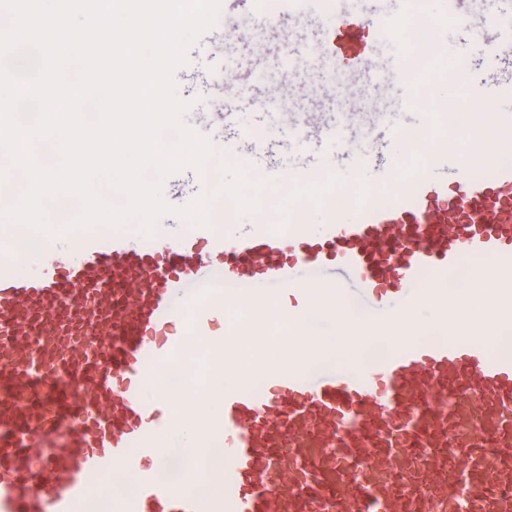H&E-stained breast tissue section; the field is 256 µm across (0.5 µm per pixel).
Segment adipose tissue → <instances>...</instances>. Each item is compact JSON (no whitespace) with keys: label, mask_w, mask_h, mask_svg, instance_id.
Listing matches in <instances>:
<instances>
[{"label":"adipose tissue","mask_w":512,"mask_h":512,"mask_svg":"<svg viewBox=\"0 0 512 512\" xmlns=\"http://www.w3.org/2000/svg\"><path fill=\"white\" fill-rule=\"evenodd\" d=\"M451 100L458 109L446 114V124L452 129L464 125L477 133L484 146L483 160L490 161L499 153L512 151V129L500 126L495 104H481L477 112L472 113L460 111L459 106L464 102L462 95L453 94ZM466 269V285L451 291L450 302H428L423 312L399 315L395 327L384 339L385 352L399 347L405 337L419 332L428 334L447 324L451 325L453 335L461 338L480 334L487 349L497 351L506 336L512 334V289L504 287L493 267L485 263L472 261L467 263ZM303 293L305 308L292 314L271 298L260 305L247 297L238 299L236 311L240 319L236 327L247 338L248 362L258 361L265 366L296 362L315 367L335 360L342 342L343 322L345 318L356 317L357 312L337 289L307 285ZM314 317L332 325V334L317 336L315 343L301 348L291 346L290 336L309 331L310 320ZM234 381V374L225 372L223 366L215 363L212 352L192 338L187 340L174 364L156 368L146 383L148 392L166 398L177 391L182 394L184 403L165 409L169 432L159 439L151 455L154 466H164L166 457L175 455L191 461L197 459L191 439L202 432L204 423L187 401L202 394L212 399L213 411H220V396Z\"/></svg>","instance_id":"obj_1"}]
</instances>
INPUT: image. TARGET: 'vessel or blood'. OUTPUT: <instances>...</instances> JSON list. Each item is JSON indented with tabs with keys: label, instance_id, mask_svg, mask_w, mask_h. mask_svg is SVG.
I'll list each match as a JSON object with an SVG mask.
<instances>
[{
	"label": "vessel or blood",
	"instance_id": "vessel-or-blood-1",
	"mask_svg": "<svg viewBox=\"0 0 512 512\" xmlns=\"http://www.w3.org/2000/svg\"><path fill=\"white\" fill-rule=\"evenodd\" d=\"M445 0L447 16L483 33L481 51L497 68L475 78L512 100V48L494 33L493 13ZM263 18L335 14L318 51L343 71L367 67L370 27L392 16L381 4L357 12L351 0H225ZM235 149L267 178L252 140ZM386 141L372 149L379 180L396 171ZM284 230L256 218L227 235L185 228L143 238L135 228L107 242L84 235L50 243L33 276L0 263V512H76L115 467L136 477L135 492L112 497V512H512V341L490 352L480 337H411L379 365H354L370 333L385 332L394 310L448 295V275L471 257L494 265L512 287V163L462 166L430 148L424 171L392 192L370 191L358 217L328 214L319 229L295 213ZM220 275L229 297L263 302L295 295L303 281L353 290L367 311L339 363L262 370L239 367L219 414L194 404L208 426L201 448L223 452L229 493L205 500L192 490L206 471L185 462L172 480L151 467L167 424L145 380L183 348L207 342L222 308L201 287ZM193 311L190 333L176 329Z\"/></svg>",
	"mask_w": 512,
	"mask_h": 512
}]
</instances>
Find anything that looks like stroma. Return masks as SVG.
I'll return each instance as SVG.
<instances>
[{
	"label": "stroma",
	"instance_id": "1",
	"mask_svg": "<svg viewBox=\"0 0 512 512\" xmlns=\"http://www.w3.org/2000/svg\"><path fill=\"white\" fill-rule=\"evenodd\" d=\"M333 22L332 16L322 14L261 21L241 12L216 24L190 49L188 65L175 74L178 95L190 104L185 124L206 137L219 156L236 160V153L224 145L223 130L210 122L216 99H223L234 114L236 132L270 148V168L279 173L299 170L311 151L308 130L325 123L329 130L321 153L333 160L334 171L357 181L370 179L374 138L382 132L421 129L428 120L398 105L399 91L387 63L404 52L406 43L395 37L385 42L382 62L350 73L339 100H328L326 68L315 48ZM228 26L236 29L237 39H225ZM446 35L451 59L431 66L432 80L444 78L449 64L468 71L494 65V58L480 56L474 31L450 21ZM279 84L293 89L282 98L280 111L261 112L252 106L253 97Z\"/></svg>",
	"mask_w": 512,
	"mask_h": 512
}]
</instances>
